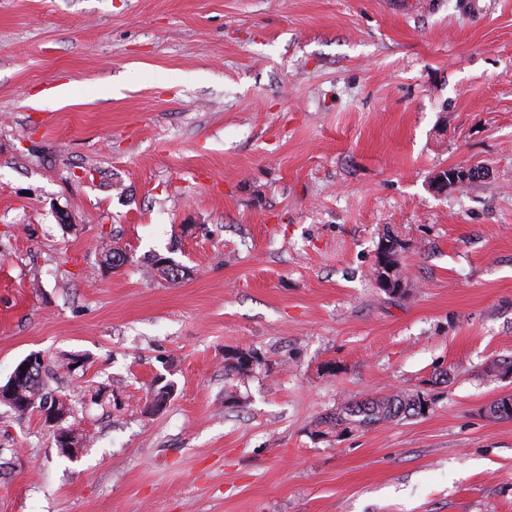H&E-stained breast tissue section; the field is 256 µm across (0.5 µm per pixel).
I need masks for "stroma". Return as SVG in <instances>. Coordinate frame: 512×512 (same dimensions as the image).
Masks as SVG:
<instances>
[{"mask_svg":"<svg viewBox=\"0 0 512 512\" xmlns=\"http://www.w3.org/2000/svg\"><path fill=\"white\" fill-rule=\"evenodd\" d=\"M33 353L79 445L0 404V512H512V0H0V384ZM473 167H457L445 169L437 173L431 182V188L437 192L447 191L448 188L458 187L468 182L469 175H474ZM423 406L427 401L416 393L396 392L384 397H370L361 403L348 408L345 414L349 417L337 416L334 423L352 420L362 425H370L382 421H393L399 417L422 415ZM355 417H359L355 419Z\"/></svg>","mask_w":512,"mask_h":512,"instance_id":"stroma-1","label":"stroma"}]
</instances>
